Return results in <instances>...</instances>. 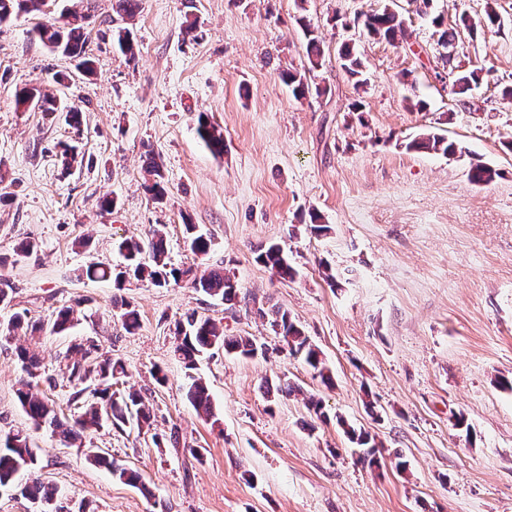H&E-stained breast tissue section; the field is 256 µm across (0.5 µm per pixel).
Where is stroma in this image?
<instances>
[{
	"label": "stroma",
	"instance_id": "obj_1",
	"mask_svg": "<svg viewBox=\"0 0 512 512\" xmlns=\"http://www.w3.org/2000/svg\"><path fill=\"white\" fill-rule=\"evenodd\" d=\"M487 1L431 0L422 14L416 0H140L127 23L131 57L112 41V0H94L90 75L33 32L69 0L0 23V284L15 290L0 322L74 309L65 332L0 341V435H28L38 463L20 479L54 488L50 512H512V100L500 94L512 86V0H491L497 23L462 32L450 50L431 22L481 20ZM387 7L405 18L409 43L364 32L366 16ZM303 17L325 56L316 92L298 99L280 73L307 64ZM346 41L362 77L337 60ZM453 68L481 69L482 81L456 96ZM25 85L79 108L80 128L17 106ZM202 114L221 128L223 155L198 138ZM426 130L457 142V155L405 149ZM64 143L81 156L68 171ZM149 152L168 189L160 203L143 188ZM477 160L496 170L492 182L470 181ZM314 212L327 232H311ZM189 224L212 241L204 257L190 251ZM158 225L172 266L224 269L242 298L81 277L94 262L123 266L118 243ZM25 240L38 250L21 257ZM272 243L294 281L257 262ZM125 302L140 315L131 334L119 322ZM278 307L320 351L332 387L289 355L267 318ZM192 311L267 354L220 352L185 369L175 333ZM87 340L125 364L118 387L152 407L150 433L107 424L77 447L32 424L16 397L26 376L17 347L37 353L38 388L66 421L79 409L64 357ZM195 376L216 421L187 399ZM282 379L297 393L268 394ZM309 394L324 417L307 409ZM340 416L375 435L377 464L360 460ZM90 449L139 471L142 485L91 465Z\"/></svg>",
	"mask_w": 512,
	"mask_h": 512
}]
</instances>
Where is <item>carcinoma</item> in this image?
<instances>
[{
    "instance_id": "cac0c4a2",
    "label": "carcinoma",
    "mask_w": 512,
    "mask_h": 512,
    "mask_svg": "<svg viewBox=\"0 0 512 512\" xmlns=\"http://www.w3.org/2000/svg\"><path fill=\"white\" fill-rule=\"evenodd\" d=\"M45 0H0V22L8 19L14 13L28 12L43 5ZM90 18L89 13L69 10L51 22L41 23L35 27L39 39L50 49L60 51L61 54L78 61V67L85 71L91 70L92 61L86 56V46L89 33L85 27ZM301 26L307 39V57L309 70H316L321 66L323 48L311 30L306 18L300 19ZM367 34L372 38L388 42L406 43L411 33L405 21L398 12L389 7L382 12L367 16L364 22ZM112 39L119 49L133 57L136 54V45L131 32L126 28H117L112 31ZM339 58L342 67L351 75L361 74L363 61L355 52L354 47L348 43L339 49ZM284 82L293 87L296 96L302 98L309 93L310 87L306 74L297 71H284L281 73ZM482 80L478 69L459 71L453 74L452 91L462 97L472 90V87ZM15 101L19 106L28 104L50 115L59 111L56 99L41 93L34 86H24L15 91ZM197 134L205 146L215 155L224 153V136L221 131L209 120L205 114L199 115ZM406 149L415 151H433L445 156L456 154L459 146L432 132H422L406 143ZM145 169L153 180L146 186L147 192L158 202L167 195V187L161 170V164L154 156H147ZM497 175L491 167L477 163L471 165L470 179L475 183H489ZM189 234V246L197 256H205L211 249V239L194 233L195 225H185ZM118 249L123 255L126 266L123 270H116L105 263H92L88 265L83 274L91 280H111L116 287L124 285L127 277L132 276L139 281L147 280L151 284L163 287L181 282L190 283L191 287L203 292L209 297H216L224 302H232L239 295L237 283L231 276L224 274L220 269H211L201 276L193 275L192 268H175L167 258L165 235L155 228L147 239L125 238ZM256 260L271 269L273 274L282 281H291L296 270L288 260V255L277 244H270L258 250ZM73 310L62 307L57 310L51 329L55 332L66 330L72 320ZM123 330L131 334L139 327V316L130 304H125L120 314ZM28 327L32 331H41L44 324L32 322L27 312H16L6 323L5 337H10L15 330ZM271 326L285 341L288 352L292 356H301L305 362L320 377L325 385L332 383L329 369L321 358L320 352L309 342L303 329L291 317L288 311L281 308L272 310ZM238 353L244 357H252L257 353H265L263 346L248 336H227L224 330L211 318H199L195 314L186 316V323L177 328V344L175 355L184 364L185 368H196L199 358L205 354L216 352ZM68 380L74 388L73 399H84V412L68 423L60 419L54 405L49 399L33 390L29 381L21 383L16 395L19 403L36 427L48 426L60 432L65 440L75 441L81 435L93 428H100L103 423L109 422L113 426L126 424L133 425L141 432L152 426L153 414L143 397L136 392L117 394L112 391V379L126 373L124 364L110 357L99 355L98 346L94 343L85 345L78 343L72 345L68 354ZM187 398L191 405L208 417L213 416L212 404L207 388L197 379L192 382L187 391ZM344 434L350 442L364 449L368 463H377L375 459V437L368 431L357 428L345 420H338ZM94 465L104 467L119 479L132 486L141 484L140 474L128 469L107 454L96 453L91 456ZM37 464V454L30 447L27 436L20 432L8 434L0 439V489H17L20 494L39 505L50 503L55 491L37 480L25 484L16 483L17 475L22 471H30Z\"/></svg>"
}]
</instances>
